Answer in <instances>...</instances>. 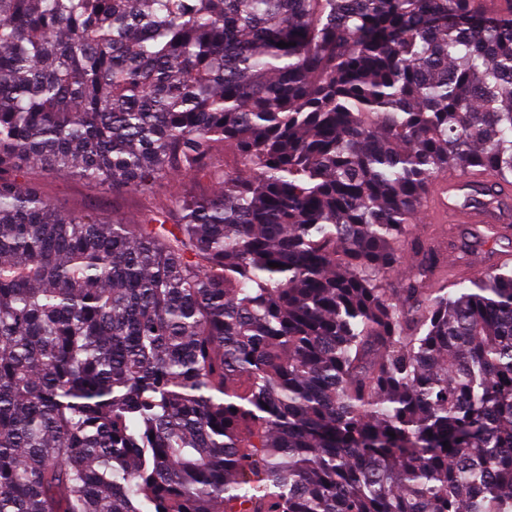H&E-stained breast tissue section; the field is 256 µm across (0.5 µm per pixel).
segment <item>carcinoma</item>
<instances>
[{
	"label": "carcinoma",
	"mask_w": 512,
	"mask_h": 512,
	"mask_svg": "<svg viewBox=\"0 0 512 512\" xmlns=\"http://www.w3.org/2000/svg\"><path fill=\"white\" fill-rule=\"evenodd\" d=\"M447 170L512 186V3L0 0V512H512V268L409 240ZM29 181L38 184L48 197L93 217H105L115 210L132 220L165 199V189L156 194L136 192L112 195V191L100 190L70 176L47 175L38 170L29 174Z\"/></svg>",
	"instance_id": "obj_1"
}]
</instances>
